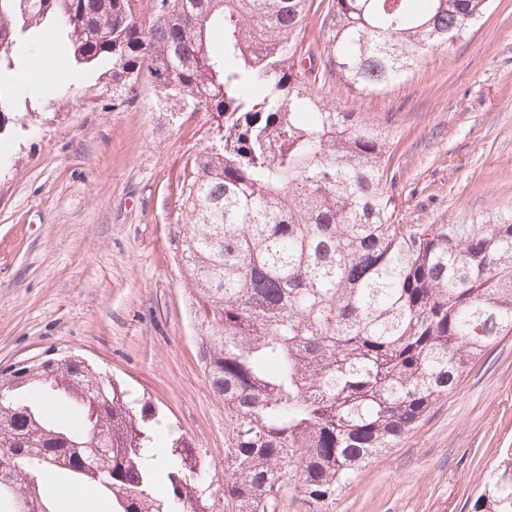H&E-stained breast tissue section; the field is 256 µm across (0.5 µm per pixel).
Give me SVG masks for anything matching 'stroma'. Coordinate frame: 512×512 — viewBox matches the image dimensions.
I'll return each mask as SVG.
<instances>
[{"instance_id":"stroma-1","label":"stroma","mask_w":512,"mask_h":512,"mask_svg":"<svg viewBox=\"0 0 512 512\" xmlns=\"http://www.w3.org/2000/svg\"><path fill=\"white\" fill-rule=\"evenodd\" d=\"M95 66L53 97L20 67L0 121V370L78 354L144 393L198 448L210 512L224 496V402L205 370L191 297L169 245L172 185L207 145L211 117L150 84L121 102ZM311 89L391 127L403 224H477L512 208V0L429 51L407 81L368 94ZM512 448V334L376 456L335 499L285 484L276 512H471L501 449Z\"/></svg>"}]
</instances>
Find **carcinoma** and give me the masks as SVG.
Listing matches in <instances>:
<instances>
[{
  "instance_id": "cac0c4a2",
  "label": "carcinoma",
  "mask_w": 512,
  "mask_h": 512,
  "mask_svg": "<svg viewBox=\"0 0 512 512\" xmlns=\"http://www.w3.org/2000/svg\"><path fill=\"white\" fill-rule=\"evenodd\" d=\"M491 0H328L320 50L297 60L310 0H0V75L61 25L62 71L110 63L208 112L216 141L177 178L169 244L190 288L230 426L224 495L276 512L284 479L333 499L512 333V213L490 224L397 221L392 132L308 90L401 84ZM81 423H66L65 414ZM107 432L110 447L90 445ZM0 512L14 486L56 512L52 471L111 512H205L203 463L149 401L78 356L33 365L0 398ZM169 493H157L159 479ZM472 512H512V452Z\"/></svg>"
}]
</instances>
